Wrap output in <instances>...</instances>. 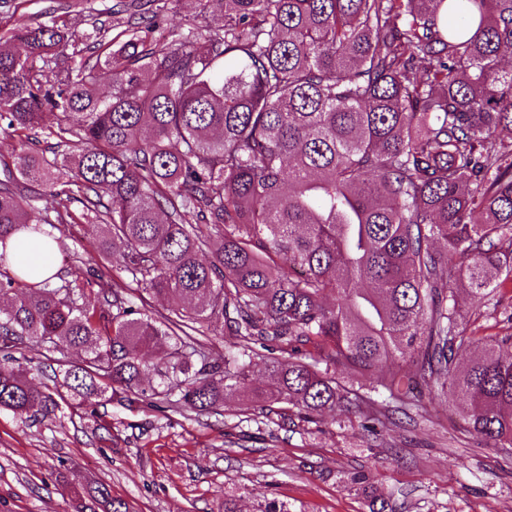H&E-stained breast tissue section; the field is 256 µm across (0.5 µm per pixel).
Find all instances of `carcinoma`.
Segmentation results:
<instances>
[{
	"instance_id": "1",
	"label": "carcinoma",
	"mask_w": 512,
	"mask_h": 512,
	"mask_svg": "<svg viewBox=\"0 0 512 512\" xmlns=\"http://www.w3.org/2000/svg\"><path fill=\"white\" fill-rule=\"evenodd\" d=\"M24 2L0 29L24 47L0 48V130L21 140L0 169V242L73 222L77 202L97 251L175 319L94 290L100 275L57 285L0 266L1 410L49 412L9 352L36 338L84 351L61 386L85 405L117 384L206 413L251 390L262 361L277 380L255 392L262 414L357 415L378 439L389 404L420 410L425 390L512 447V334L460 366L473 337L457 298L496 313L512 285V0H224L216 18L197 0L200 24L163 39L174 0H70L82 33ZM224 329L236 342L219 361L184 340ZM368 508L396 512L391 494ZM75 509L132 512L98 481Z\"/></svg>"
}]
</instances>
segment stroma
<instances>
[{"instance_id":"obj_1","label":"stroma","mask_w":512,"mask_h":512,"mask_svg":"<svg viewBox=\"0 0 512 512\" xmlns=\"http://www.w3.org/2000/svg\"><path fill=\"white\" fill-rule=\"evenodd\" d=\"M57 237L56 268L69 280L86 271L116 275L141 312L168 315L167 302L120 275L118 256L94 250L78 221L48 229ZM14 357L34 383L53 385L79 350L32 341ZM365 471L371 491L351 484ZM109 485L134 512H236L287 501L291 512H369L368 493L395 492L397 512H512V458L464 429L454 403L432 418L393 412L378 447L357 424H267L247 396L225 398L216 411L164 415L140 397L105 394L94 405L60 400L30 424L0 410V512H74L75 494L91 481Z\"/></svg>"}]
</instances>
